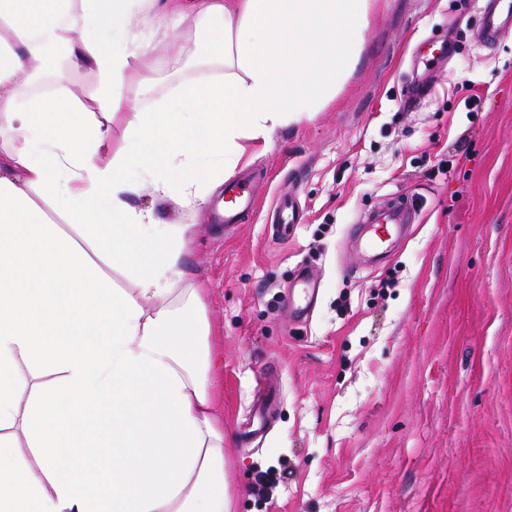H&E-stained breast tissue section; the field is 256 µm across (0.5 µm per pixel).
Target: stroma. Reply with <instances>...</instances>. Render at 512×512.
I'll return each mask as SVG.
<instances>
[{"mask_svg":"<svg viewBox=\"0 0 512 512\" xmlns=\"http://www.w3.org/2000/svg\"><path fill=\"white\" fill-rule=\"evenodd\" d=\"M184 5L174 30L142 27L124 84L140 107L224 76L198 63L202 24ZM482 22L479 0H370L334 98L242 139L253 212L216 222L217 190L200 208L133 198L195 227L182 263L208 290L231 512H512V28L486 42ZM288 191L301 220L281 242ZM393 192L420 221L375 265L353 231ZM302 266L319 294L295 318ZM261 375L277 405L247 441ZM265 472L277 480L255 495Z\"/></svg>","mask_w":512,"mask_h":512,"instance_id":"35a3bbf8","label":"stroma"}]
</instances>
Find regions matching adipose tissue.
<instances>
[{
	"mask_svg": "<svg viewBox=\"0 0 512 512\" xmlns=\"http://www.w3.org/2000/svg\"><path fill=\"white\" fill-rule=\"evenodd\" d=\"M369 8L201 0L197 56L234 75L183 83L145 110L124 92L143 52L130 21L163 23L175 0H0V512H229L210 392L218 359L204 293L181 285L193 227L154 223L130 199L147 181L205 201L234 174L240 138L332 98ZM59 43L97 73V111L79 107L62 74L51 99L29 93ZM118 118L125 145L98 163ZM179 301L192 316H177Z\"/></svg>",
	"mask_w": 512,
	"mask_h": 512,
	"instance_id": "ef3b65f1",
	"label": "adipose tissue"
}]
</instances>
